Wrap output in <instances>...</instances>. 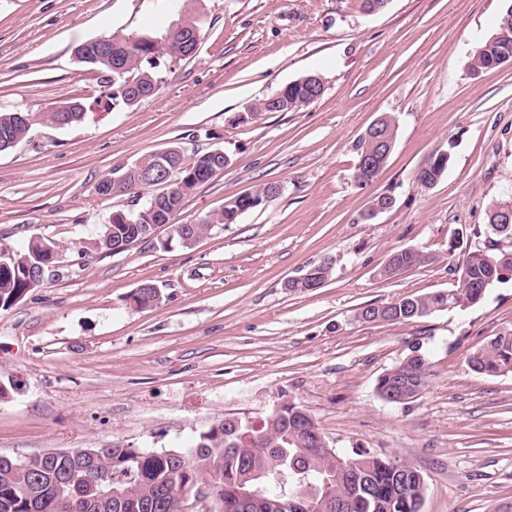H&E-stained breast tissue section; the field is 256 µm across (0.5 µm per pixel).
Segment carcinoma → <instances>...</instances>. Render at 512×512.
I'll list each match as a JSON object with an SVG mask.
<instances>
[{
    "label": "carcinoma",
    "instance_id": "cac0c4a2",
    "mask_svg": "<svg viewBox=\"0 0 512 512\" xmlns=\"http://www.w3.org/2000/svg\"><path fill=\"white\" fill-rule=\"evenodd\" d=\"M497 31L508 34L507 41L482 43L474 52L470 69L487 70L505 51L512 54V8L506 7L499 17ZM174 29L159 36L143 33L132 41L120 59L95 57L86 43L76 46L80 62L104 74L113 72L116 64L129 67L126 75L138 80L141 91L147 92L165 74L161 62L171 60L167 52ZM324 79L318 74L304 75L284 85L279 93L280 103L264 98L249 107L247 112H291L316 92L323 94ZM57 113L45 112L32 115L24 112H0V152L6 151L30 133L37 120L53 125ZM169 165L182 169V189L151 196L139 212L148 214L142 224H125L116 215L105 230L107 237L99 234L83 247L79 255L92 251L107 252L111 245L124 239L140 236L152 224H170L180 211L184 199L198 186L210 180L202 177L208 167L207 158L186 161L177 147H171ZM448 156L434 155L417 174L418 183L424 188L433 187L444 176ZM125 180L115 196L134 195L141 190L140 174L135 166L124 170ZM270 185L255 189L253 196H237L224 203V209L208 214L197 224H186L187 234L200 237L207 234L214 224H233V215L261 207L268 199ZM489 248L481 250L465 261V267L456 271L454 288L430 294H411L395 303L380 306L369 304L360 309L363 320L402 322L425 317L447 308H469L480 303L488 290L496 284L509 282L504 274H512V249L505 250L494 238L512 239V225L499 227L488 222ZM55 263V258L25 246L12 253L9 267L0 268V308H7L28 290L26 271L35 261ZM425 263V256L392 254L383 269L391 277L402 267ZM136 307L145 309L157 305L153 284L145 282L132 294ZM468 365L476 372L488 376L512 373V330L502 331L468 356ZM431 377L430 363L425 355H408L389 369V376L378 378L376 391L385 397L389 382L415 379L424 388ZM322 436L308 412L301 406H288L272 412L259 424L247 417L224 418V421L201 433L195 444L186 452L177 450L136 451L116 445L112 448H88L67 460L49 455H34L17 460L0 458V512H58V493L71 497L74 512H184L182 494L202 482L212 485L214 512H234L231 500L235 498L240 483L271 478L292 468L301 467L309 479L318 486L314 493L300 484L288 486V493L297 497L322 498L324 493L334 495L344 502L341 512H421L427 484L424 476L398 457H381L361 448L351 456L343 457L346 470L336 468L330 455H306L303 448L318 447ZM128 469L132 482L125 485L126 496L121 500L103 495V485L98 474L102 470ZM240 512H282L280 490L275 482L266 485L260 498Z\"/></svg>",
    "mask_w": 512,
    "mask_h": 512
}]
</instances>
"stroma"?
Returning a JSON list of instances; mask_svg holds the SVG:
<instances>
[{
	"label": "stroma",
	"instance_id": "1",
	"mask_svg": "<svg viewBox=\"0 0 512 512\" xmlns=\"http://www.w3.org/2000/svg\"><path fill=\"white\" fill-rule=\"evenodd\" d=\"M507 0H0V112H49L70 100L84 119L34 125L0 152V250L33 237L67 252L54 275L0 308V455L120 445L191 448L225 416L261 418L294 402L329 447L395 455L427 483L422 512H496L512 502V374L467 357L512 329V281L473 307L410 322H362L360 307L452 288L450 269L487 242L490 207L512 194V64L472 72ZM201 20L196 54L170 64L160 91L109 106L100 74L75 47L101 35L161 33ZM310 73L323 95L293 112H250ZM395 147L358 187L356 145L381 114ZM223 149L232 162L184 201L198 223L228 197L279 187L261 209L165 249L171 226L120 254L79 257L130 197L99 195L118 168L170 146ZM432 188L416 176L434 155ZM394 206L366 221L376 196ZM428 261L381 271L395 251ZM331 260L323 287L288 280ZM145 282L160 303L136 309ZM431 363L407 404L376 392L412 350ZM448 167V156H431L417 174L418 183L424 188L433 187L444 176Z\"/></svg>",
	"mask_w": 512,
	"mask_h": 512
}]
</instances>
